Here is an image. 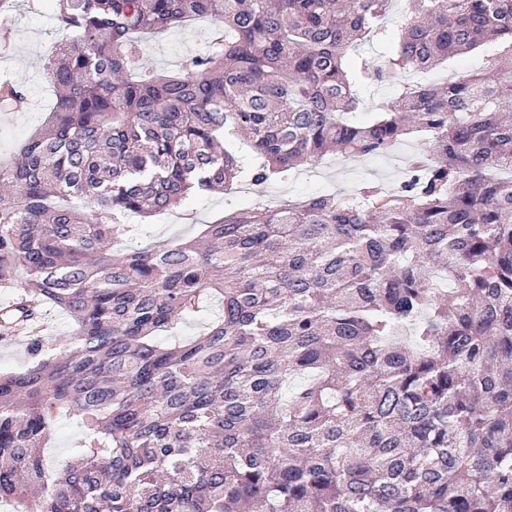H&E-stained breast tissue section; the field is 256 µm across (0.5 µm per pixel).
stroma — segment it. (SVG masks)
<instances>
[{
    "label": "stroma",
    "mask_w": 512,
    "mask_h": 512,
    "mask_svg": "<svg viewBox=\"0 0 512 512\" xmlns=\"http://www.w3.org/2000/svg\"><path fill=\"white\" fill-rule=\"evenodd\" d=\"M9 34H0V81H19L30 92V104L18 112H0V155H10L25 139L38 131L55 103V92L43 70L59 37L54 10L48 0H13ZM214 28L207 17L190 19L166 31L143 37L142 51L147 64L158 71L178 70L182 61L208 53ZM416 141L408 138L396 144L382 158L329 155L315 166L305 165L290 171L285 179L266 183L259 192H203L186 204L142 219L137 236L139 245H173L198 235L201 225L211 224L224 214L247 207L256 198L269 206L297 200L319 190L350 192L363 183H386L395 189L414 152ZM75 324L65 312L51 308L40 334L31 326H19L12 339H0V372L24 368L31 359L29 347L34 337H41L62 353L70 348ZM84 429L75 417L59 414L52 438L43 454L50 468L65 469L70 453L83 439Z\"/></svg>",
    "instance_id": "stroma-1"
}]
</instances>
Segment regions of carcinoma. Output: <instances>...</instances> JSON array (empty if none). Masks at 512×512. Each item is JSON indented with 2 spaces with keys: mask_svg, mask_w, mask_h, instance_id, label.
Instances as JSON below:
<instances>
[{
  "mask_svg": "<svg viewBox=\"0 0 512 512\" xmlns=\"http://www.w3.org/2000/svg\"><path fill=\"white\" fill-rule=\"evenodd\" d=\"M54 0L48 123L0 156V313L52 306L55 354L0 373V500L25 512H512V0ZM215 22L210 51L135 80L138 35ZM397 38L386 69L351 46ZM496 42L494 64L399 86L350 119L367 80ZM0 83V102L27 103ZM405 178L206 224L191 242L117 246L130 215L261 186L341 150ZM244 134L243 159L226 139ZM223 314L165 340L202 299ZM85 438L40 453L58 412Z\"/></svg>",
  "mask_w": 512,
  "mask_h": 512,
  "instance_id": "1",
  "label": "carcinoma"
}]
</instances>
